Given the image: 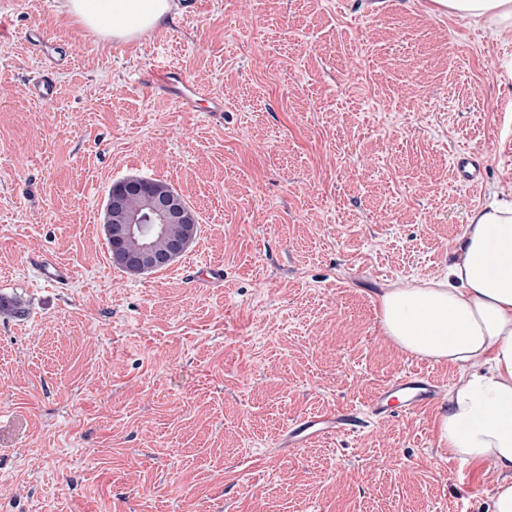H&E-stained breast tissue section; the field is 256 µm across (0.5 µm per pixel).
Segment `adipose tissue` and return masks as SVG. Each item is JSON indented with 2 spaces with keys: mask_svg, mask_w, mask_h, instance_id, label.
Masks as SVG:
<instances>
[{
  "mask_svg": "<svg viewBox=\"0 0 512 512\" xmlns=\"http://www.w3.org/2000/svg\"><path fill=\"white\" fill-rule=\"evenodd\" d=\"M476 25L512 32V0H437ZM82 28L132 40L167 21L173 0H64ZM385 335L403 351L460 368L438 421L451 459L512 473V201L473 209L445 279L388 288L378 298Z\"/></svg>",
  "mask_w": 512,
  "mask_h": 512,
  "instance_id": "adipose-tissue-1",
  "label": "adipose tissue"
}]
</instances>
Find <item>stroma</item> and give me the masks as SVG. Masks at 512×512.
I'll list each match as a JSON object with an SVG mask.
<instances>
[{
	"label": "stroma",
	"instance_id": "obj_1",
	"mask_svg": "<svg viewBox=\"0 0 512 512\" xmlns=\"http://www.w3.org/2000/svg\"><path fill=\"white\" fill-rule=\"evenodd\" d=\"M176 2L118 43L63 0H0V512H489L502 473L438 441L460 369L394 346L378 296L441 278L469 212L512 192V34L430 0ZM162 65L223 114L182 111ZM128 177L197 216L166 269L112 261ZM420 370L429 407L282 447ZM458 179L465 187H473L480 181L481 171L479 165L470 160L468 156L461 155L454 159ZM361 423L354 413H324L304 416L296 420L282 439L284 447L299 448L309 440L327 434H333L346 427Z\"/></svg>",
	"mask_w": 512,
	"mask_h": 512
}]
</instances>
